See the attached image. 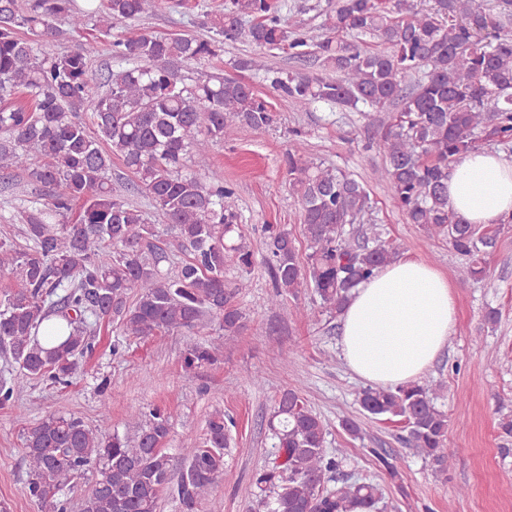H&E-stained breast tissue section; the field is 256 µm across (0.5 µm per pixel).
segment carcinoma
I'll list each match as a JSON object with an SVG mask.
<instances>
[{
  "label": "carcinoma",
  "mask_w": 512,
  "mask_h": 512,
  "mask_svg": "<svg viewBox=\"0 0 512 512\" xmlns=\"http://www.w3.org/2000/svg\"><path fill=\"white\" fill-rule=\"evenodd\" d=\"M167 0H0V183L17 172L47 189L20 207L25 246L0 242V272L17 288L0 299V350L16 365L0 378V407L27 378L66 384L77 357L93 351L91 320L116 323L122 336L200 334L217 326L231 336L245 313L232 303L224 279L229 260L253 264L235 189L216 175L184 173L193 156L232 139L243 127L274 122L269 101L222 73L179 79L183 65H203L224 42L247 40L286 50L298 61L315 58L330 72L311 78L274 70L255 59L233 66L263 72L264 81L297 112L317 103L373 112L384 163L377 178L411 224L441 238L459 256L462 281L487 276L501 229L467 223L448 209V175L482 145L512 149V0H326L311 33L290 27L272 0H230L205 14L214 36L140 33L112 41V59L95 85L91 62L97 41L66 53L47 46L72 30L106 36L161 10ZM134 175L112 183V156ZM288 186L302 209L305 251L277 224L265 225L275 292L270 306L303 288L320 308L340 315L351 292L398 258L401 245L381 239L372 222L366 186L317 161L302 132L283 159ZM149 200L153 211L131 205L125 193ZM174 231L190 258L168 273L167 248L155 228ZM220 338L186 345L187 370L223 357ZM442 386L418 382L368 387L364 414L397 422L406 442L435 470L453 450L448 415L437 407ZM171 415L133 406L134 433L112 430L107 416L90 428L72 414H53L24 430L25 495L42 512H67L66 494L93 475L81 512H159L166 496L179 512H202L208 490L224 472L235 422L210 414L200 446L174 473L164 446ZM273 458L253 476L256 512H379L385 489L341 476L343 451L325 448L328 425L288 388L266 423Z\"/></svg>",
  "instance_id": "1"
}]
</instances>
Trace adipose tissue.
I'll return each mask as SVG.
<instances>
[{"label":"adipose tissue","instance_id":"ef3b65f1","mask_svg":"<svg viewBox=\"0 0 512 512\" xmlns=\"http://www.w3.org/2000/svg\"><path fill=\"white\" fill-rule=\"evenodd\" d=\"M448 207L472 224L512 218V162L478 150L455 164ZM349 370L376 387L417 381L444 349L456 322L447 276L423 259L400 256L351 294L340 314Z\"/></svg>","mask_w":512,"mask_h":512}]
</instances>
